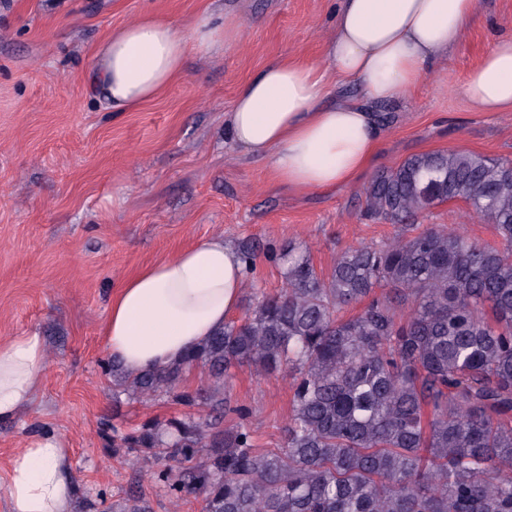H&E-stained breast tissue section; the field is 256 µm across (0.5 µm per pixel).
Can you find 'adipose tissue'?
Returning <instances> with one entry per match:
<instances>
[{
	"instance_id": "obj_1",
	"label": "adipose tissue",
	"mask_w": 512,
	"mask_h": 512,
	"mask_svg": "<svg viewBox=\"0 0 512 512\" xmlns=\"http://www.w3.org/2000/svg\"><path fill=\"white\" fill-rule=\"evenodd\" d=\"M476 10L477 0H340L321 61H274L240 88L226 120L230 140L294 191L352 182L381 141L373 105L410 97ZM235 29L234 19L208 12L185 34L171 19L144 15L101 44L86 89L114 111L134 109L181 76L190 56L222 51ZM341 84L358 86L360 98L334 99ZM461 92L484 112L512 106V36L494 42ZM245 279L239 252L220 237L145 266L112 297L110 354L130 373L181 361L238 308ZM45 367L38 332L0 340V421L29 404ZM7 482L10 512H72L70 450L56 436H33L14 453Z\"/></svg>"
}]
</instances>
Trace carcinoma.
Segmentation results:
<instances>
[{
  "label": "carcinoma",
  "mask_w": 512,
  "mask_h": 512,
  "mask_svg": "<svg viewBox=\"0 0 512 512\" xmlns=\"http://www.w3.org/2000/svg\"><path fill=\"white\" fill-rule=\"evenodd\" d=\"M454 200L500 246L414 227ZM360 217L399 232L343 250L327 277L294 247L274 255L279 292L180 362L123 374L133 400L208 414L114 426L113 451L150 461L170 497L199 496L203 512H512V158L412 155L370 181ZM238 248L253 272L254 243ZM241 366L292 379L274 448L256 447L250 411L224 393ZM194 369L208 384L185 390Z\"/></svg>",
  "instance_id": "carcinoma-1"
}]
</instances>
